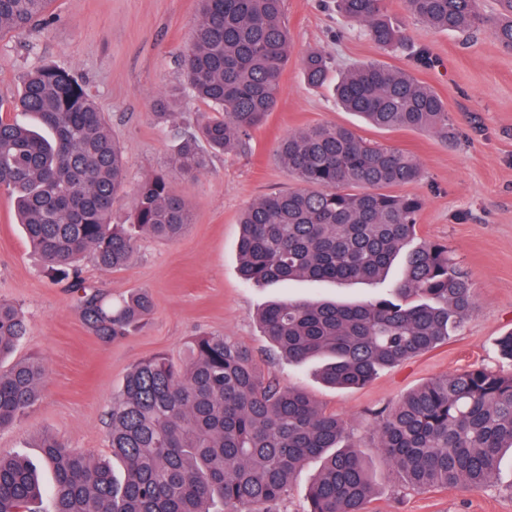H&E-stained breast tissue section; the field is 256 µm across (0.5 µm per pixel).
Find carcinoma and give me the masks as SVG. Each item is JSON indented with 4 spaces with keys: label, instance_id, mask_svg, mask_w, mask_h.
<instances>
[{
    "label": "carcinoma",
    "instance_id": "cac0c4a2",
    "mask_svg": "<svg viewBox=\"0 0 512 512\" xmlns=\"http://www.w3.org/2000/svg\"><path fill=\"white\" fill-rule=\"evenodd\" d=\"M404 0L407 13L439 31L470 34L485 25L512 49V0ZM50 0H0V31L25 32L45 20ZM198 22L179 66L194 95L215 116L179 134L172 158L189 178L209 154L248 149L252 132L276 108L292 37L285 0H197ZM336 11L386 53L407 49L387 15V0H336ZM305 81L320 87L331 61L314 49L300 58ZM342 108L382 130L430 131L455 139L443 98L409 69L369 61L336 83ZM37 117L44 131L10 111ZM281 161L298 186L252 203L240 219V271L256 285L306 279L378 282L405 247L402 277L380 298L359 303L274 302L260 328L282 358L321 361L323 383L354 389L379 370L430 352L463 330L474 305L467 273L448 245L417 241L423 201L391 189L421 178L417 158L364 140L351 128L316 125L288 134ZM120 142L83 82L70 70H31L17 99L0 104V189L15 197L18 223L47 270L80 291L84 320L104 341L138 328L153 308L140 290L107 302L80 278L86 258L105 270L128 265L136 240L112 223L127 195ZM130 223L175 240L191 223L184 200L163 173L136 189ZM26 332L23 312L0 302V361ZM181 363L164 354L137 361L112 400L107 439L111 466L39 435L54 472L51 512H275L296 472L311 458L322 467L307 512H370L374 496L361 450L344 421L297 388L258 369L252 352L202 333ZM45 369L24 359L0 369V428L11 426L40 396ZM376 442L388 469L418 488L482 489L500 457L512 452V371L477 365L434 378L375 413ZM36 469L0 455V512H42Z\"/></svg>",
    "mask_w": 512,
    "mask_h": 512
}]
</instances>
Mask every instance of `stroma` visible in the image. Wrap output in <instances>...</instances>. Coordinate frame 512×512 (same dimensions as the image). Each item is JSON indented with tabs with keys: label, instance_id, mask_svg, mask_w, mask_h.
<instances>
[{
	"label": "stroma",
	"instance_id": "obj_1",
	"mask_svg": "<svg viewBox=\"0 0 512 512\" xmlns=\"http://www.w3.org/2000/svg\"><path fill=\"white\" fill-rule=\"evenodd\" d=\"M285 8L292 50L277 107L254 131L248 151L211 155L207 171L194 179L172 170L171 159L178 130L193 126L207 109L191 96L179 67L198 20L196 0H51L44 30L0 35V94H17L24 74L42 64L72 70L125 149L128 191L146 176L166 171L193 219L174 241L137 233L136 251L123 269L104 271L83 262V281L104 296L117 301L145 289L153 299L141 327L107 342L85 323L76 292L46 274L16 222L11 195L0 190V301L15 304L26 317L16 358L41 360L47 369L39 400L0 430V455H21L37 464L47 489L54 476L42 464L40 432H51L92 458L110 457L107 414L131 366L156 353L181 362L188 341L207 331L243 344L266 377L304 390L342 418L375 482L371 512H512L511 456H504L496 480L482 490L414 489L383 466L373 421L375 411L429 379L472 365L508 367L497 342L512 332V50L489 30L468 41L432 29L409 18L403 0H388L392 22L404 28L409 45L429 51L433 64L414 68L405 54L386 60L413 68L416 78L447 102L458 135L451 146L427 131L374 128L337 106L332 86L309 88L299 64L309 50H326L338 73L382 55L337 13L333 0H286ZM162 97L173 113L167 124L153 115ZM320 124L354 127L367 141L417 157L422 177L400 188L423 201L417 236L447 244L476 295L460 335L349 390L323 385L313 365L296 366L275 356L255 315L282 298L370 300L385 294L400 270L382 283L270 286L247 282L239 271L242 211L296 185L279 160V141Z\"/></svg>",
	"mask_w": 512,
	"mask_h": 512
}]
</instances>
